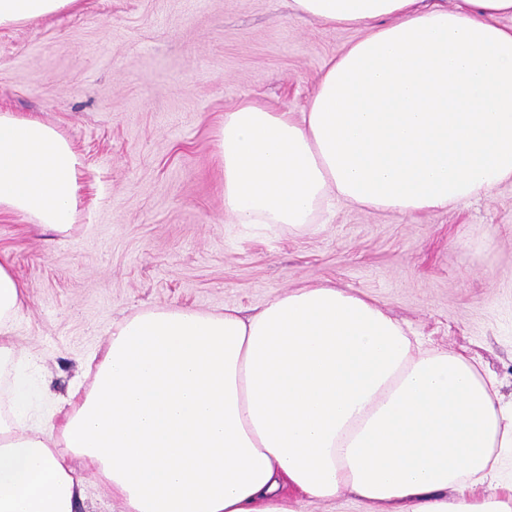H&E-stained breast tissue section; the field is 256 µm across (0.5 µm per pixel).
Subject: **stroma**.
Segmentation results:
<instances>
[{"instance_id":"obj_1","label":"stroma","mask_w":512,"mask_h":512,"mask_svg":"<svg viewBox=\"0 0 512 512\" xmlns=\"http://www.w3.org/2000/svg\"><path fill=\"white\" fill-rule=\"evenodd\" d=\"M288 0H83L0 27V111L57 127L82 161L66 233L0 212V261L28 300L14 341L38 364L34 404L89 389L112 327L138 311L245 310L302 284L375 299L429 349L464 355L512 402V182L445 210L337 205L303 233L233 226L216 129L253 99L302 111L336 50L357 39ZM79 512H123L77 467Z\"/></svg>"}]
</instances>
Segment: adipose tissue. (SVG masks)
<instances>
[{
    "instance_id": "ef3b65f1",
    "label": "adipose tissue",
    "mask_w": 512,
    "mask_h": 512,
    "mask_svg": "<svg viewBox=\"0 0 512 512\" xmlns=\"http://www.w3.org/2000/svg\"><path fill=\"white\" fill-rule=\"evenodd\" d=\"M81 0H0V26ZM295 15L362 35L336 53L301 112L250 99L217 149L233 223L307 231L335 203L444 210L512 181V0H291ZM81 160L56 128L0 113V208L44 232L74 225ZM26 292L0 264V371ZM14 377L0 414V512H77L75 464L124 512H297L294 495L365 512H512V491L466 497L512 407L467 357L414 348L377 302L323 284L252 315L167 306L112 329L92 387L56 431Z\"/></svg>"
}]
</instances>
